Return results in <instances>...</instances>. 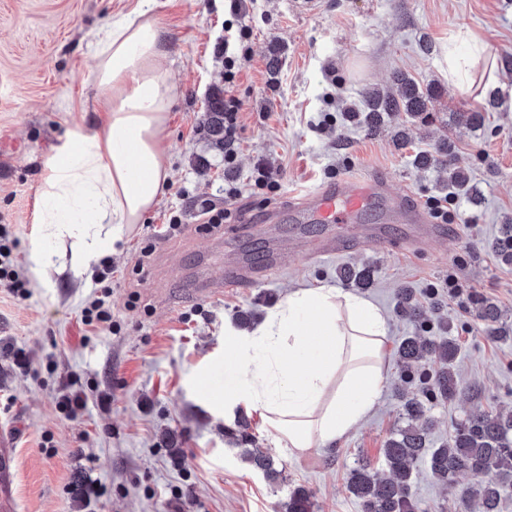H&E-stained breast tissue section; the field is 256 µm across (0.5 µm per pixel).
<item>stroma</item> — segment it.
<instances>
[{
	"mask_svg": "<svg viewBox=\"0 0 512 512\" xmlns=\"http://www.w3.org/2000/svg\"><path fill=\"white\" fill-rule=\"evenodd\" d=\"M135 3L0 0V225L16 240L15 269L29 282L23 299L0 286V437L11 444L4 494L12 512H277L301 485L311 492L315 512H358L347 488L349 466L359 457L377 460L390 433L407 424L394 395L397 351L418 324L396 314L399 289H413L421 300L435 291L459 344L460 393L434 409L430 447H440L469 412L512 411V335L487 337L473 309L448 291L449 275H457L512 322V266H502L492 249L501 225L512 221V112L490 107L497 93L486 85L448 81V41L467 28L491 46L500 81L512 84V67L503 61L512 56V0H317L311 14L292 0H241L235 18L226 0H154L177 85L166 130L171 178L106 258L113 319L106 331L80 322L92 281L69 271L67 244L48 242L55 265L38 284L29 254L43 230L33 221L41 157L72 122L97 120L90 42ZM228 20L253 31L250 54L239 59L230 87L217 50ZM425 43L430 52L422 51ZM399 71L435 89L429 112L398 115L376 131L347 120L367 89H392ZM332 87L337 97L329 107L323 95ZM223 88L237 101L242 127L229 171L202 130L207 102ZM484 103V124L459 121V113ZM326 110L332 121L322 128ZM399 125L410 136L402 148L393 142ZM445 138L454 141L455 165L479 193L475 204L452 199L447 237L426 227L409 244L403 225L391 224L389 245H374L361 233L363 224L382 222L375 211L363 224L345 226L356 239L349 251L321 259L295 253L280 274L225 289L220 297L197 294V272L223 277L225 249L262 256V239L242 235V227L264 223L270 210L335 178L380 177L390 191L421 206L427 197L447 195L442 164L414 165L417 152L436 153ZM261 160L279 184L266 203L253 189ZM228 177L242 191L238 211L205 227L201 205L223 208ZM174 216L181 226L170 234ZM365 264L374 282L362 295L387 320L389 367L379 404L340 443L303 453L276 446L248 406L225 410L198 388L201 371H216L221 381L231 373L225 328L261 322L299 288L348 289L343 271ZM139 265L144 275H136ZM70 381L88 397L74 418L58 405ZM106 396L112 404L104 409L99 400ZM241 417L254 449L274 456L283 481H267L228 444L225 431Z\"/></svg>",
	"mask_w": 512,
	"mask_h": 512,
	"instance_id": "35a3bbf8",
	"label": "stroma"
}]
</instances>
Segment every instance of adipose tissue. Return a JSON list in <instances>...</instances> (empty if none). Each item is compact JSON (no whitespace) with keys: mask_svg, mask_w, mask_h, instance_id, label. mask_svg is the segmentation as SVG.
Returning <instances> with one entry per match:
<instances>
[{"mask_svg":"<svg viewBox=\"0 0 512 512\" xmlns=\"http://www.w3.org/2000/svg\"><path fill=\"white\" fill-rule=\"evenodd\" d=\"M153 0L96 35V123L73 122L42 158L36 223L69 242L73 269L140 223L170 174L166 141L175 85L161 62L166 29ZM387 321L372 301L322 285L290 294L252 334L227 333L235 372L224 401L257 411L277 444L305 452L342 439L378 405L388 369Z\"/></svg>","mask_w":512,"mask_h":512,"instance_id":"ef3b65f1","label":"adipose tissue"}]
</instances>
